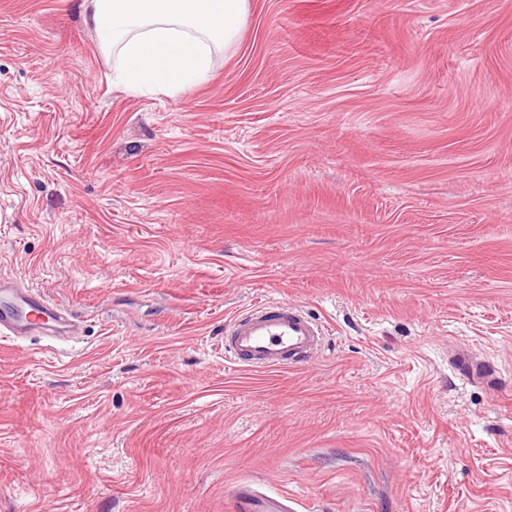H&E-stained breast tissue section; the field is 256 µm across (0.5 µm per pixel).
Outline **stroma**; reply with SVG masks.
<instances>
[{
	"instance_id": "obj_1",
	"label": "stroma",
	"mask_w": 512,
	"mask_h": 512,
	"mask_svg": "<svg viewBox=\"0 0 512 512\" xmlns=\"http://www.w3.org/2000/svg\"><path fill=\"white\" fill-rule=\"evenodd\" d=\"M88 7L0 0V278L83 324L0 343V512H512V0H248L174 95ZM280 299L309 364L225 359ZM451 365L469 382L492 385L496 381L485 361L475 359L469 352H456L452 356Z\"/></svg>"
}]
</instances>
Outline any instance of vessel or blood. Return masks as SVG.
Here are the masks:
<instances>
[{
	"label": "vessel or blood",
	"mask_w": 512,
	"mask_h": 512,
	"mask_svg": "<svg viewBox=\"0 0 512 512\" xmlns=\"http://www.w3.org/2000/svg\"><path fill=\"white\" fill-rule=\"evenodd\" d=\"M43 330L73 336L77 324L62 307L40 293L19 286L0 289V334L29 336ZM323 329L299 307L282 301L250 307L225 331L224 354L240 367L281 371L309 363L322 345ZM452 365L465 380L493 384L495 377L484 361L459 351Z\"/></svg>",
	"instance_id": "b4317fda"
}]
</instances>
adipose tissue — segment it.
Segmentation results:
<instances>
[{"label":"adipose tissue","instance_id":"obj_1","mask_svg":"<svg viewBox=\"0 0 512 512\" xmlns=\"http://www.w3.org/2000/svg\"><path fill=\"white\" fill-rule=\"evenodd\" d=\"M248 0H92L90 22L115 51L112 81L136 92L182 93L210 72L213 49L233 45Z\"/></svg>","mask_w":512,"mask_h":512}]
</instances>
